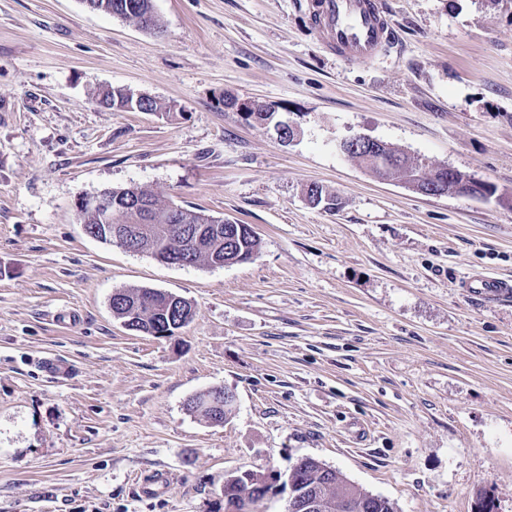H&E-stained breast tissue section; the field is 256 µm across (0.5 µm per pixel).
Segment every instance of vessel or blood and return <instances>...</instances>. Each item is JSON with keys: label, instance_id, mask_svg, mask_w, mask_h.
Listing matches in <instances>:
<instances>
[{"label": "vessel or blood", "instance_id": "1", "mask_svg": "<svg viewBox=\"0 0 512 512\" xmlns=\"http://www.w3.org/2000/svg\"><path fill=\"white\" fill-rule=\"evenodd\" d=\"M315 29L326 50L358 61L376 58L396 40L381 0H318ZM463 285L487 299L512 298V280L474 274Z\"/></svg>", "mask_w": 512, "mask_h": 512}]
</instances>
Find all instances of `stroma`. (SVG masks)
Instances as JSON below:
<instances>
[{
  "label": "stroma",
  "mask_w": 512,
  "mask_h": 512,
  "mask_svg": "<svg viewBox=\"0 0 512 512\" xmlns=\"http://www.w3.org/2000/svg\"><path fill=\"white\" fill-rule=\"evenodd\" d=\"M312 2L153 0L157 36L0 0V512H224L226 478L301 457L397 512H512V300L460 286L512 278V0H385L397 39L369 63L320 45ZM111 87L159 109L103 107ZM355 134L496 193L377 178ZM133 184L250 225L257 256L178 267L87 235L79 199ZM135 287L193 321L127 330L110 302ZM214 387L236 394L221 424L188 407Z\"/></svg>",
  "instance_id": "obj_1"
}]
</instances>
